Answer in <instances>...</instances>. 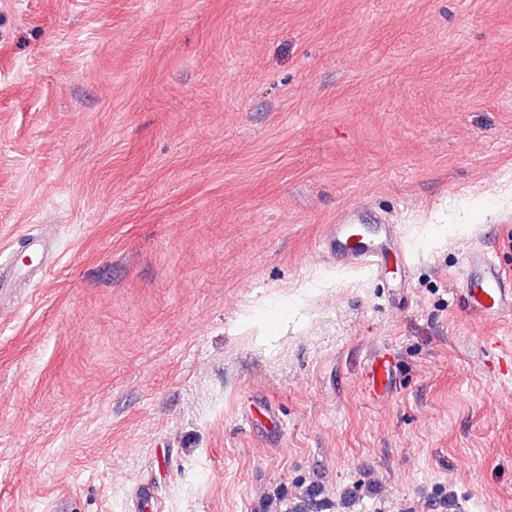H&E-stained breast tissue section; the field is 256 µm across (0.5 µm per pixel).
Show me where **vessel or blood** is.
I'll list each match as a JSON object with an SVG mask.
<instances>
[{
    "mask_svg": "<svg viewBox=\"0 0 512 512\" xmlns=\"http://www.w3.org/2000/svg\"><path fill=\"white\" fill-rule=\"evenodd\" d=\"M398 227L377 224L357 227L353 223L331 226L326 250L335 254L337 263L380 273L387 260V249L396 241ZM463 278L467 283L463 296L469 309L487 320L512 315V279L503 275L494 254L484 248H472L464 261Z\"/></svg>",
    "mask_w": 512,
    "mask_h": 512,
    "instance_id": "b4317fda",
    "label": "vessel or blood"
}]
</instances>
